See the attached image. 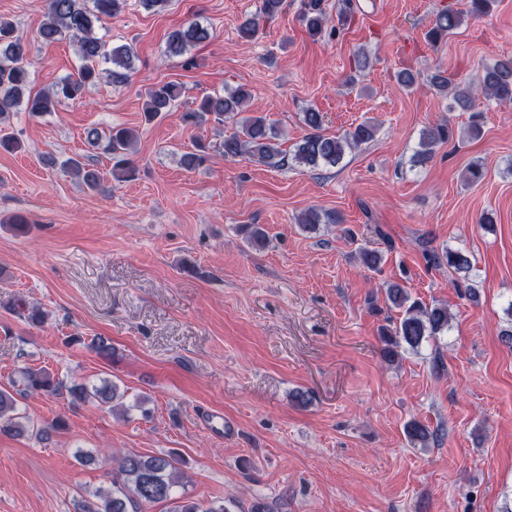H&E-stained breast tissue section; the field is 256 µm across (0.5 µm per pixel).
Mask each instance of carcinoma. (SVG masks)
<instances>
[{
    "mask_svg": "<svg viewBox=\"0 0 512 512\" xmlns=\"http://www.w3.org/2000/svg\"><path fill=\"white\" fill-rule=\"evenodd\" d=\"M495 0H462L461 7L442 6L436 13L434 23L427 32L428 40L438 44L458 29L466 18L489 13ZM283 0H262L258 15L248 18L239 32L245 38H254L259 32L261 20H271L278 15ZM43 20L38 30L39 38L47 43L71 38L77 44L79 65L75 72L57 81L50 89L33 94L28 90L30 60L26 45L17 35L15 25L0 18V152L9 153L22 149L20 140L10 132L12 113L23 110L34 117L57 110L65 101H75L102 78L115 84L127 81V72L133 65V52L126 44L112 46L96 32L101 17H114L121 10V0H41ZM301 21L308 35L320 38L326 33V7L324 0H302ZM213 31L199 22L173 30L167 39L166 52L171 56H182L189 47L210 40ZM430 85L440 97L448 101V109L472 111L476 95L500 104L512 103V57L496 59L482 66L477 81L461 84L447 71L436 69ZM181 95L180 86L165 83L153 86L145 93L142 105L143 118L149 124L165 112L171 111ZM251 92L238 87L225 94H210L202 97L197 107L183 113L182 120L189 127H198L208 119L218 123L231 121L236 131L224 137V157L247 154L258 163L270 168H282L288 160L311 169L335 168L347 153L373 141L377 128L363 122L336 136L322 132L321 112L308 108L302 113V122L308 133L296 143L293 154L280 149V132L268 123L266 117L245 115ZM452 135L447 123L425 128L419 137L418 148L411 162L423 167L433 158L434 148L448 141ZM138 132L132 128L113 126L102 133L96 128L86 132V141L94 149H101L113 161L112 174L133 179L136 169L127 156L131 153ZM208 160V148L199 141L194 150L181 156L180 163L187 170H195ZM64 166L89 190L104 191V178L99 169L84 161L70 158ZM339 219L333 212L308 208L297 216V224L307 232H315L322 224H337ZM244 241L251 248H262L266 243L265 230L258 224L243 228ZM430 261L437 267L443 265L454 270L457 285H466L471 293L476 274L475 268L460 249L445 248L434 251ZM388 307L400 312L399 320L391 328L381 331L385 343L383 357L395 361L401 352L416 351L423 343L448 333L451 317L443 305H428L413 298L406 288L397 283L385 288ZM22 393L60 394L61 384L42 368L27 367L21 372ZM75 400L95 398L103 404H114L116 386L105 382L87 388L74 384L67 389ZM14 391L0 388V434L21 436L28 432L48 435L64 425L58 418L49 427L35 428L23 416L15 413ZM404 434L413 445L427 447L437 441V432L424 423L413 420L405 424ZM191 482L183 469L179 456L169 451L155 455L126 453L119 457L117 468L109 475V486L98 488L78 501V512H142L146 504L166 502L169 512H230L225 501L203 504L187 494L177 497L174 488Z\"/></svg>",
    "mask_w": 512,
    "mask_h": 512,
    "instance_id": "carcinoma-1",
    "label": "carcinoma"
}]
</instances>
